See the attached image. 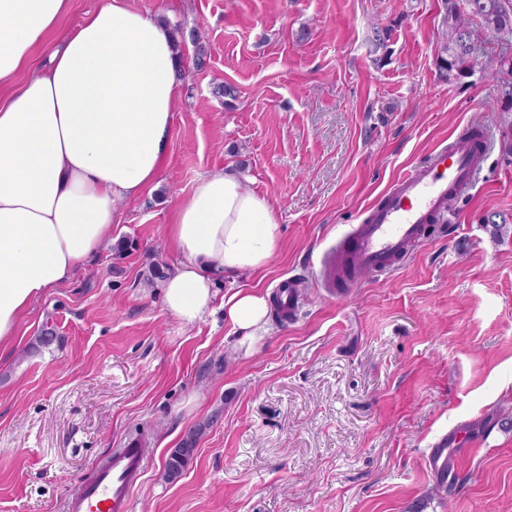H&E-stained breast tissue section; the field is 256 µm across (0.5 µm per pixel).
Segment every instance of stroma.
Here are the masks:
<instances>
[{"label":"stroma","mask_w":512,"mask_h":512,"mask_svg":"<svg viewBox=\"0 0 512 512\" xmlns=\"http://www.w3.org/2000/svg\"><path fill=\"white\" fill-rule=\"evenodd\" d=\"M198 31L157 189L49 289L0 351V512H66L100 461L139 438L133 512H512V43L439 80L445 0H126ZM383 30L374 41L373 27ZM207 66L196 69L197 46ZM228 83L236 98H219ZM490 147L454 233L429 227L395 271L336 293L321 259L400 174L472 122ZM237 170L275 209L270 265L219 294L300 283L293 320L253 343L223 312L163 304L182 258L165 226L200 177ZM58 340L35 347L44 327ZM205 431L183 476L170 448ZM454 474L426 465L442 437Z\"/></svg>","instance_id":"35a3bbf8"}]
</instances>
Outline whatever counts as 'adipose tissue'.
Returning a JSON list of instances; mask_svg holds the SVG:
<instances>
[{"label": "adipose tissue", "mask_w": 512, "mask_h": 512, "mask_svg": "<svg viewBox=\"0 0 512 512\" xmlns=\"http://www.w3.org/2000/svg\"><path fill=\"white\" fill-rule=\"evenodd\" d=\"M71 3L0 0V350L98 252L118 203L157 186L169 154L181 74L166 22L110 0L64 31ZM42 48L47 64L33 65ZM167 234L183 261L163 302L185 324L210 310L216 279L263 270L279 244L274 209L233 171L201 178ZM268 315L257 290L224 301L243 342Z\"/></svg>", "instance_id": "1"}]
</instances>
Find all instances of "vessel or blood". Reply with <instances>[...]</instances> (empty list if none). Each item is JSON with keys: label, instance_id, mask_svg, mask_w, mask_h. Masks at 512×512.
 <instances>
[{"label": "vessel or blood", "instance_id": "b4317fda", "mask_svg": "<svg viewBox=\"0 0 512 512\" xmlns=\"http://www.w3.org/2000/svg\"><path fill=\"white\" fill-rule=\"evenodd\" d=\"M485 137H455L426 162L397 178L366 208L358 226L341 243L360 274L393 271L424 235L427 225L449 214L453 202L470 191L485 155ZM146 469L138 440L113 449L67 503V512H132L133 490Z\"/></svg>", "mask_w": 512, "mask_h": 512}]
</instances>
